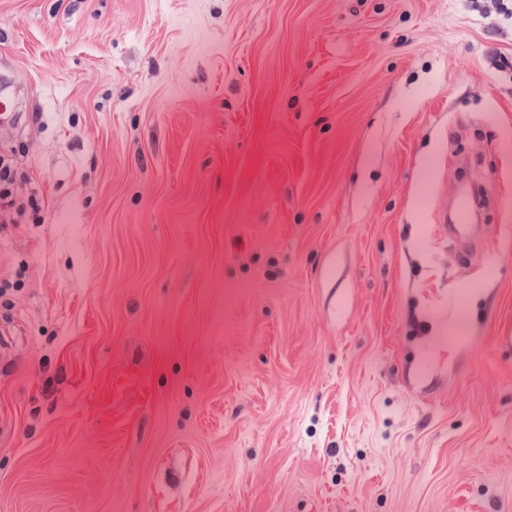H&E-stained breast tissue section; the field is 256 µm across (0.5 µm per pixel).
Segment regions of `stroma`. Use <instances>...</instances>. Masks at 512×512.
I'll return each mask as SVG.
<instances>
[{
	"label": "stroma",
	"mask_w": 512,
	"mask_h": 512,
	"mask_svg": "<svg viewBox=\"0 0 512 512\" xmlns=\"http://www.w3.org/2000/svg\"><path fill=\"white\" fill-rule=\"evenodd\" d=\"M1 144L0 512H512V0H0ZM16 177L7 166L0 169V209L1 212L15 207Z\"/></svg>",
	"instance_id": "35a3bbf8"
}]
</instances>
